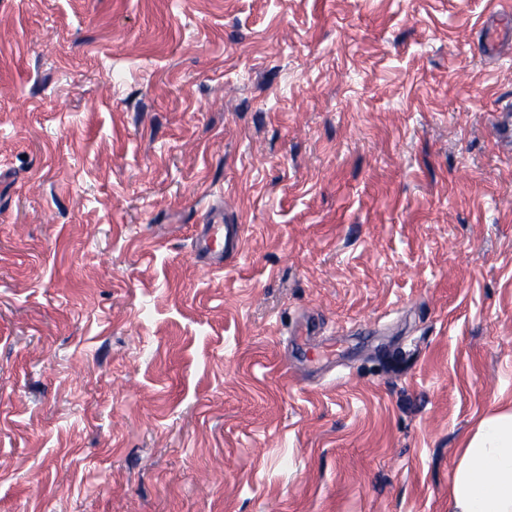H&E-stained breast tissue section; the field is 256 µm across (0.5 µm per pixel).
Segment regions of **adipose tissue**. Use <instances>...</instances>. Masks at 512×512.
Masks as SVG:
<instances>
[{"label":"adipose tissue","mask_w":512,"mask_h":512,"mask_svg":"<svg viewBox=\"0 0 512 512\" xmlns=\"http://www.w3.org/2000/svg\"><path fill=\"white\" fill-rule=\"evenodd\" d=\"M448 512H512V410L482 418L465 442Z\"/></svg>","instance_id":"1"}]
</instances>
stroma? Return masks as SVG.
Segmentation results:
<instances>
[{"instance_id": "1", "label": "stroma", "mask_w": 512, "mask_h": 512, "mask_svg": "<svg viewBox=\"0 0 512 512\" xmlns=\"http://www.w3.org/2000/svg\"><path fill=\"white\" fill-rule=\"evenodd\" d=\"M487 8L0 0V512H448L512 408ZM242 242L240 225L224 224V212L220 209L209 216L206 224L198 225L194 251L209 261L210 269L221 270L224 258L239 255Z\"/></svg>"}]
</instances>
